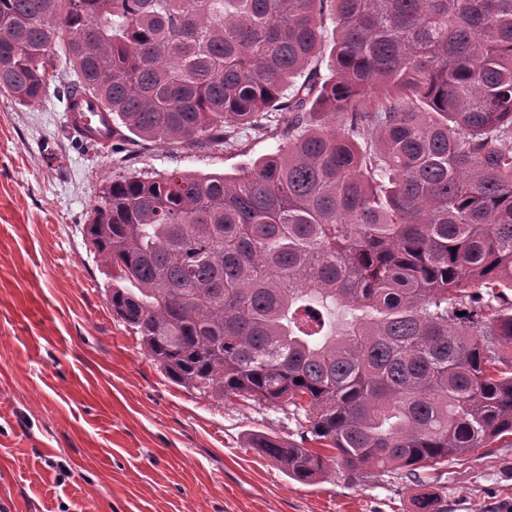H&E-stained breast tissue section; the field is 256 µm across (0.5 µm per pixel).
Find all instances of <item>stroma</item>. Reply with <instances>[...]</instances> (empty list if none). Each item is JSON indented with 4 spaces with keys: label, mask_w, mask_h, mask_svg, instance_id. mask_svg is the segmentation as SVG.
<instances>
[{
    "label": "stroma",
    "mask_w": 512,
    "mask_h": 512,
    "mask_svg": "<svg viewBox=\"0 0 512 512\" xmlns=\"http://www.w3.org/2000/svg\"><path fill=\"white\" fill-rule=\"evenodd\" d=\"M65 112L54 93L25 106L0 93V512H414L406 474L288 478L249 437L297 443L304 421L174 385L112 313L85 236L103 182L234 175L276 142L91 150ZM428 488L437 512H512V437L449 459Z\"/></svg>",
    "instance_id": "35a3bbf8"
}]
</instances>
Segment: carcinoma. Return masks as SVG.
Wrapping results in <instances>:
<instances>
[{"instance_id":"1","label":"carcinoma","mask_w":512,"mask_h":512,"mask_svg":"<svg viewBox=\"0 0 512 512\" xmlns=\"http://www.w3.org/2000/svg\"><path fill=\"white\" fill-rule=\"evenodd\" d=\"M51 90L114 151L280 142L114 175L86 234L172 383L305 418L325 451L250 438L289 478L424 485L512 435V0H0V92Z\"/></svg>"}]
</instances>
